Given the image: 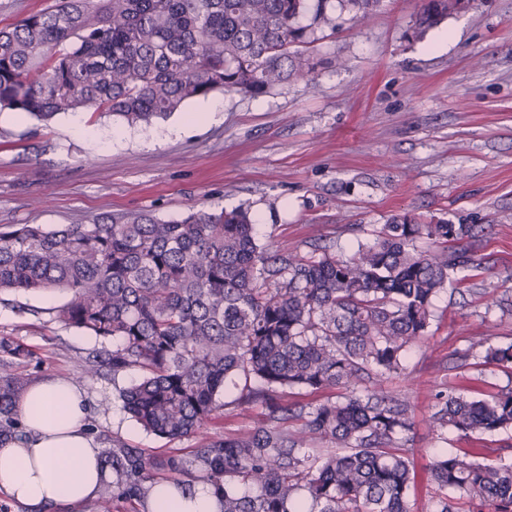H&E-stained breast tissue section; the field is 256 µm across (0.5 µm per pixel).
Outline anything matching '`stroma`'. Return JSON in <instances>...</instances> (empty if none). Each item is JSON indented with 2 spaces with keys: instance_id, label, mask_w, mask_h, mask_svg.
<instances>
[{
  "instance_id": "obj_1",
  "label": "stroma",
  "mask_w": 512,
  "mask_h": 512,
  "mask_svg": "<svg viewBox=\"0 0 512 512\" xmlns=\"http://www.w3.org/2000/svg\"><path fill=\"white\" fill-rule=\"evenodd\" d=\"M417 2L381 0L361 27L340 16L336 31L308 49L311 79L259 97L217 93L136 127L92 112L45 125L1 110L0 227L52 230L133 213L172 221L241 207L260 244L304 255L317 238L351 253L406 214L478 226L488 264L458 273L454 292L436 297L428 339L382 384L409 407L410 512H434L428 467L436 453L474 446L489 461L512 462V434L443 438L430 424L441 387L479 397L512 384L492 365H452L454 351L473 342L512 343V315L495 305L512 291V0H474L418 36ZM69 298L60 290L7 295L0 337L28 351L10 373L85 391L99 448L190 459L211 438L265 422V406L239 404L230 387L197 435L170 442L147 432L121 396L139 371H90L98 340L56 318Z\"/></svg>"
}]
</instances>
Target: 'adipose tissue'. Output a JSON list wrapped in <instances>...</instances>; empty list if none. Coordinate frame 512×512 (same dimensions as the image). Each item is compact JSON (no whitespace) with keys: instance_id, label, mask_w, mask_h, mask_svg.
Wrapping results in <instances>:
<instances>
[{"instance_id":"obj_1","label":"adipose tissue","mask_w":512,"mask_h":512,"mask_svg":"<svg viewBox=\"0 0 512 512\" xmlns=\"http://www.w3.org/2000/svg\"><path fill=\"white\" fill-rule=\"evenodd\" d=\"M16 410L27 435L0 444V495L29 507L94 498L105 474L87 433L84 391L70 381L38 382L22 393ZM147 512H220V496L205 482L188 496L174 485L157 484L149 491Z\"/></svg>"}]
</instances>
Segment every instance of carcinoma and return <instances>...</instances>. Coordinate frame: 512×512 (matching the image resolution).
<instances>
[{"label":"carcinoma","instance_id":"carcinoma-1","mask_svg":"<svg viewBox=\"0 0 512 512\" xmlns=\"http://www.w3.org/2000/svg\"><path fill=\"white\" fill-rule=\"evenodd\" d=\"M459 0H420L416 27L461 11ZM379 0H59L0 28V109L49 122L79 110L129 126L222 91L257 97L311 77L301 47L363 22ZM433 241L423 250L421 238ZM476 227L423 224L405 215L345 256H309L259 244L247 211L197 209L180 221L149 214L95 224L0 230V295L58 289L57 319L101 347L90 369L142 378L126 409L168 440L196 433L230 380L260 402L267 422L211 439L194 459L149 458L116 446L102 461L112 495L139 498L158 483L222 493L221 512H409L411 466L399 446L408 404L382 391L435 320L433 300L462 270L480 267ZM484 361L512 372V344ZM24 381L0 361V441L17 435ZM343 390L315 407L276 401L287 390ZM435 430L460 437L512 430V388L485 399L436 393ZM436 512L455 501L512 512V464L476 453L436 457Z\"/></svg>","mask_w":512,"mask_h":512}]
</instances>
